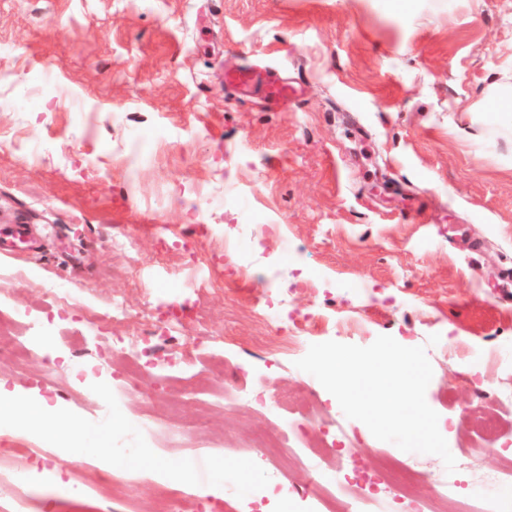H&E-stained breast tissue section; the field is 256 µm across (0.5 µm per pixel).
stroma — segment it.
I'll return each mask as SVG.
<instances>
[{
  "instance_id": "1",
  "label": "stroma",
  "mask_w": 512,
  "mask_h": 512,
  "mask_svg": "<svg viewBox=\"0 0 512 512\" xmlns=\"http://www.w3.org/2000/svg\"><path fill=\"white\" fill-rule=\"evenodd\" d=\"M243 67L299 91L278 109L238 99L224 72ZM494 80L512 88V0H0V128L41 146L31 158L0 141V225L25 217L40 240L0 255V309L45 324L0 338V378L55 409L38 428L0 419L24 441L0 466V499L19 488L29 512H153L165 485L197 512L185 470L199 457L209 500L230 474L255 488L254 512H326L297 448L274 487L252 436L287 435L314 408L361 438L366 470L406 460L294 365L316 343L388 335L425 347L450 452L489 450L460 495L512 512V487L486 480L512 451L497 399L512 389V111L473 109ZM228 224L259 243L253 269L225 253ZM116 234L134 254L113 250ZM62 286L101 311L123 301L116 336L183 303L191 348L174 360L158 341V385L125 386L127 358L59 311ZM283 300L288 321H267ZM318 312L362 325L312 331L289 361L263 352ZM249 387L279 414L241 399ZM64 424L78 441L57 436ZM93 470L127 474L123 502L90 487ZM353 492L358 512H410L400 484Z\"/></svg>"
}]
</instances>
